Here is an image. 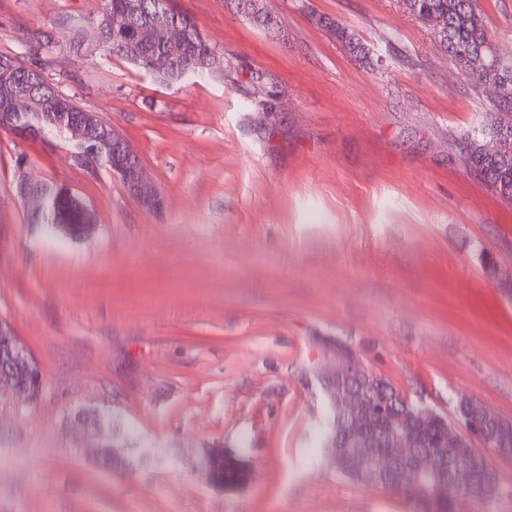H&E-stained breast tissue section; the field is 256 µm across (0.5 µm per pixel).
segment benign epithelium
<instances>
[{
	"mask_svg": "<svg viewBox=\"0 0 512 512\" xmlns=\"http://www.w3.org/2000/svg\"><path fill=\"white\" fill-rule=\"evenodd\" d=\"M167 50L147 60L155 75H162L181 51L190 29L176 22L164 23ZM71 140L79 145L95 141L97 146L75 156L84 167L94 170L107 163L119 177L129 194L143 207L155 210L162 200L153 183L143 172L141 163L127 139L117 130L101 123L97 112H82L70 125ZM20 196L32 202L34 213L42 209V186L28 182L19 184ZM0 335L7 346L0 347V395L9 396L17 409L35 401L33 389L18 392L12 386L16 373L38 376L37 387L43 385V374L28 348L5 324ZM320 379L331 406L347 418L346 426L330 440L335 456L342 458L355 472L367 476L368 484L398 492L408 484L419 495L438 493L451 495L454 505L462 500L478 502L485 496L483 477L496 474L485 456L471 452L459 461L448 456L450 448H472L478 441L498 455L512 456V447L501 439L505 428L512 426L483 403L470 396L460 402L471 408L477 419L468 424L452 423L428 406L417 408L410 401L398 404L390 397V385L370 370L357 354L338 345ZM438 427L441 445L430 448L429 427Z\"/></svg>",
	"mask_w": 512,
	"mask_h": 512,
	"instance_id": "benign-epithelium-1",
	"label": "benign epithelium"
}]
</instances>
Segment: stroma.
<instances>
[{
  "instance_id": "1",
  "label": "stroma",
  "mask_w": 512,
  "mask_h": 512,
  "mask_svg": "<svg viewBox=\"0 0 512 512\" xmlns=\"http://www.w3.org/2000/svg\"><path fill=\"white\" fill-rule=\"evenodd\" d=\"M172 3L223 72L169 84L112 56L101 0H0V57L118 129L163 200L0 130V321L43 373L23 413L0 400V512H412L329 464L315 370L342 344L447 418L465 393L512 420V203L465 163L493 108L403 0H265L275 35L225 0ZM476 4L512 60V0ZM24 178L83 200L89 236L36 223ZM91 409L120 426L90 436ZM215 447L243 487L211 485ZM318 23L325 29H328L333 37L336 38V40L339 41L346 51L355 59L358 58L363 60L367 58L368 52L366 51V47L354 33L344 27H341L328 17H319Z\"/></svg>"
}]
</instances>
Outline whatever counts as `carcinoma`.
Returning <instances> with one entry per match:
<instances>
[{
	"label": "carcinoma",
	"mask_w": 512,
	"mask_h": 512,
	"mask_svg": "<svg viewBox=\"0 0 512 512\" xmlns=\"http://www.w3.org/2000/svg\"><path fill=\"white\" fill-rule=\"evenodd\" d=\"M170 0H102V13L109 15L117 25L123 48L118 50L109 42L104 50L125 59L137 68L145 69V61L162 51L163 40L142 45L137 42L140 22L158 19V12L168 14V19L190 22L169 5ZM405 9L427 22L435 30L439 44L448 57L460 68L483 94L487 89L502 87V91L488 97L494 108L491 123L473 135L467 159L470 168L480 173L484 182L495 188L498 196L512 202V143L495 146V139L503 132H512V61L503 59L487 37L482 16L477 12L474 0H403ZM231 7L249 21L270 33L277 31L278 21L263 4V0H230ZM318 23L329 30L346 51L358 59L368 56L366 47L346 28L328 17L318 18ZM212 48L197 26L185 49L171 70L161 76L164 81H180L184 78L203 81L213 73L210 58ZM22 76L0 75V113L10 111V99L22 85ZM32 100L29 113L13 116L11 123L20 127L36 126L45 137L68 136L65 127L70 123V113L83 108L73 100L63 104L62 97L50 85L39 82L28 85ZM44 224H81L83 209L80 202L69 194L64 186L55 185L46 191L41 214ZM85 421L94 428L111 430L119 423L112 412L95 410L85 415ZM413 508V512H453L451 500H435L427 496L400 493Z\"/></svg>",
	"instance_id": "carcinoma-1"
}]
</instances>
